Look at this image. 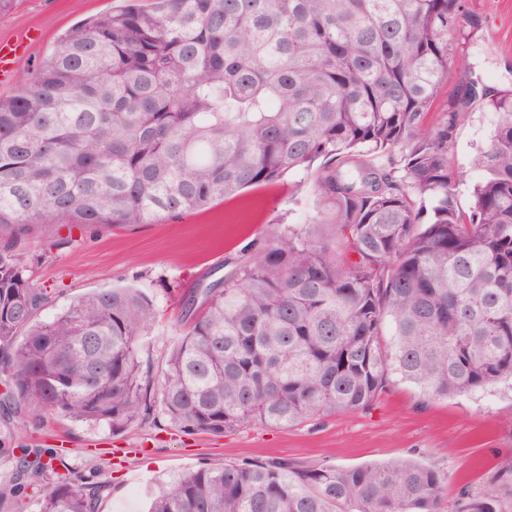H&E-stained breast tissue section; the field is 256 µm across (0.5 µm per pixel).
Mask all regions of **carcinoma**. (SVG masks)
Segmentation results:
<instances>
[{
  "mask_svg": "<svg viewBox=\"0 0 512 512\" xmlns=\"http://www.w3.org/2000/svg\"><path fill=\"white\" fill-rule=\"evenodd\" d=\"M462 0H150L71 28L0 97V374L8 414L119 430L152 408L187 434L290 427L370 407L391 382L428 399L512 390V89L468 84L496 115L473 204L427 121ZM388 153L385 164L370 155ZM317 216L202 290L204 313L143 376L149 297L108 288L38 320L46 289L18 243L49 224L159 223L288 174ZM4 500L95 512L53 448L0 437ZM443 477L409 460L208 462L151 512H437ZM448 512H512V453Z\"/></svg>",
  "mask_w": 512,
  "mask_h": 512,
  "instance_id": "carcinoma-1",
  "label": "carcinoma"
}]
</instances>
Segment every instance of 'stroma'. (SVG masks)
Wrapping results in <instances>:
<instances>
[{"label":"stroma","instance_id":"35a3bbf8","mask_svg":"<svg viewBox=\"0 0 512 512\" xmlns=\"http://www.w3.org/2000/svg\"><path fill=\"white\" fill-rule=\"evenodd\" d=\"M126 0H12L0 9V39L27 29L40 35L16 64L14 81L0 84V96L14 94L16 81L34 76L40 60L71 25ZM464 15L448 33L450 59L465 57L466 69L450 66L431 112L446 111L464 84L491 90L512 88V0H464ZM496 123L484 101L468 104L449 153L466 172L459 207L472 203L482 172L473 165L489 145ZM295 176L251 187L211 208L158 224L124 227L53 225L25 239L36 283L50 303L39 314L51 318L79 295L131 286L152 301L153 320L140 348L142 369L158 376L186 329V301L195 289L231 274L257 256L269 225L308 223L315 214L311 187L296 188ZM23 435L31 448H58L64 464L89 476L100 489L96 512H148L160 484L210 461L288 458L307 465L354 467L392 459H413L444 477L439 512H448L461 485L480 484L485 473L512 451V391L448 400L424 399L396 383L372 405L351 414L311 420L288 428L254 426L224 435L186 434L153 410L115 431L104 424L56 415L38 421L20 415L0 418V433Z\"/></svg>","mask_w":512,"mask_h":512}]
</instances>
